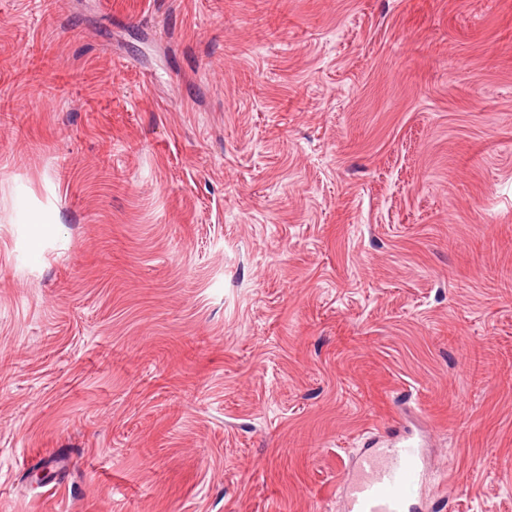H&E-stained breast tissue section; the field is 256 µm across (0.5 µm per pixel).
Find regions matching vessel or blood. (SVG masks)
I'll return each instance as SVG.
<instances>
[{
	"instance_id": "b4317fda",
	"label": "vessel or blood",
	"mask_w": 512,
	"mask_h": 512,
	"mask_svg": "<svg viewBox=\"0 0 512 512\" xmlns=\"http://www.w3.org/2000/svg\"><path fill=\"white\" fill-rule=\"evenodd\" d=\"M424 469L422 448L410 436L367 442L346 485V512H413Z\"/></svg>"
}]
</instances>
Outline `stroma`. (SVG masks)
<instances>
[{
  "mask_svg": "<svg viewBox=\"0 0 512 512\" xmlns=\"http://www.w3.org/2000/svg\"><path fill=\"white\" fill-rule=\"evenodd\" d=\"M0 100V512H512V0H0ZM364 446L346 485V512H412L425 469L421 445L406 435Z\"/></svg>",
  "mask_w": 512,
  "mask_h": 512,
  "instance_id": "35a3bbf8",
  "label": "stroma"
}]
</instances>
